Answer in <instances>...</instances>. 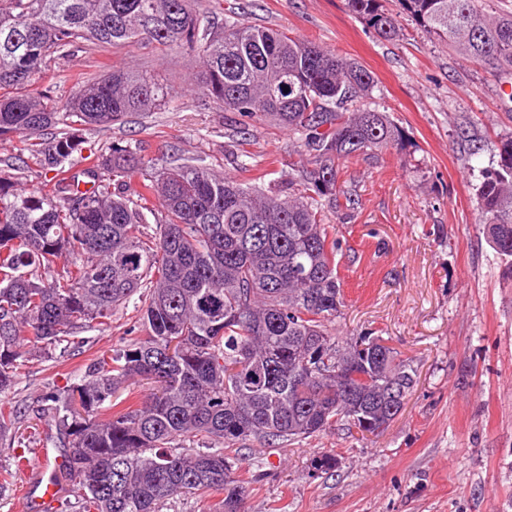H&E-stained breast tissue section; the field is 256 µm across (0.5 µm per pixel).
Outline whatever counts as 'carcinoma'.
<instances>
[{
    "label": "carcinoma",
    "instance_id": "obj_1",
    "mask_svg": "<svg viewBox=\"0 0 512 512\" xmlns=\"http://www.w3.org/2000/svg\"><path fill=\"white\" fill-rule=\"evenodd\" d=\"M197 0H0V141L35 139L49 190L27 193L0 175V395L18 370L49 360L87 324H108L133 297L145 336L91 360L78 381L45 394L68 439L64 474L76 512H161L178 494L222 492L245 512L230 454L251 439L274 447L342 423L362 433L395 419L416 371L369 332L340 339L328 323L343 306L336 225L360 201L343 179L356 155L403 146L404 132L366 106L372 72L311 41L249 24L228 7L224 27L200 30ZM495 0H400L405 13L460 58L512 72V11ZM386 40L400 27L385 0H346ZM87 44H146L195 55L209 98L249 120L299 135L305 158L284 189L247 187L183 163L148 177L119 142L74 188L76 127L106 128L170 101L159 76L112 66L59 104L40 85L51 64ZM295 97H283L285 85ZM62 131L44 137L54 125ZM482 169L480 223L512 279V134ZM158 200L150 225L141 202ZM71 261L59 265L62 257ZM141 378L155 391L121 412L111 398ZM19 419L0 404V438ZM210 441L186 449L183 441Z\"/></svg>",
    "mask_w": 512,
    "mask_h": 512
}]
</instances>
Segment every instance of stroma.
I'll return each mask as SVG.
<instances>
[{"label":"stroma","instance_id":"obj_1","mask_svg":"<svg viewBox=\"0 0 512 512\" xmlns=\"http://www.w3.org/2000/svg\"><path fill=\"white\" fill-rule=\"evenodd\" d=\"M246 20L306 39L354 59L376 85L369 103L387 113L406 136L404 149L349 160L346 177L361 209L351 223L326 221L342 243L338 273L344 305L329 331L345 338L382 337L417 373L402 413L381 433L362 437L339 428L270 448L251 440L233 464L247 482L248 512H512V280L479 222L480 171L497 153L499 134L512 133V76H493L434 41L404 13L388 7L402 35L386 41L352 15L345 0H239ZM151 70L172 88L165 108L132 113L84 134V150L119 142L136 149L147 173L174 162L202 165L262 189L297 169L301 147L288 129L254 120L239 150V117L191 89L195 58L132 45L112 53L96 48L70 54L48 73L58 100L76 78H97L106 64ZM26 144L0 141V174L37 191V166L21 168ZM133 308L109 326L77 334V352L35 361L0 401L19 407L16 432L34 447L0 441V473L12 475L0 493V512H27L48 478L57 494L38 512H56L74 499L62 476L68 449L40 413L44 394L73 383L96 354L129 339ZM51 448L53 460H35ZM336 456L334 472L310 461Z\"/></svg>","mask_w":512,"mask_h":512}]
</instances>
